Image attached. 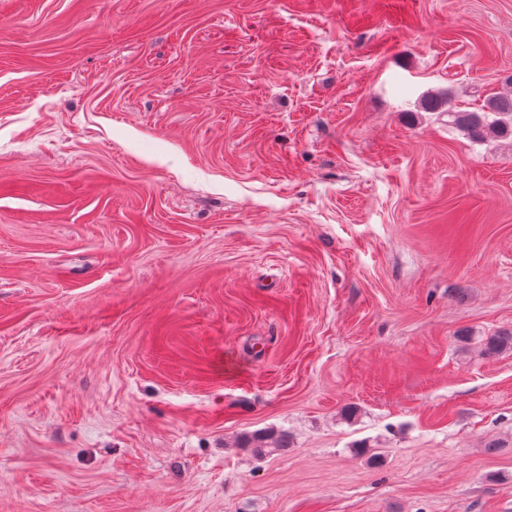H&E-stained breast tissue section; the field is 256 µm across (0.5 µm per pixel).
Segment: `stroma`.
I'll return each mask as SVG.
<instances>
[{
    "mask_svg": "<svg viewBox=\"0 0 512 512\" xmlns=\"http://www.w3.org/2000/svg\"><path fill=\"white\" fill-rule=\"evenodd\" d=\"M511 75L512 0H0V512H512V137L423 107ZM267 435L253 434L251 436H243L240 441L244 448L251 447L257 455H269L274 452L287 448V444L283 440L268 442Z\"/></svg>",
    "mask_w": 512,
    "mask_h": 512,
    "instance_id": "obj_1",
    "label": "stroma"
}]
</instances>
